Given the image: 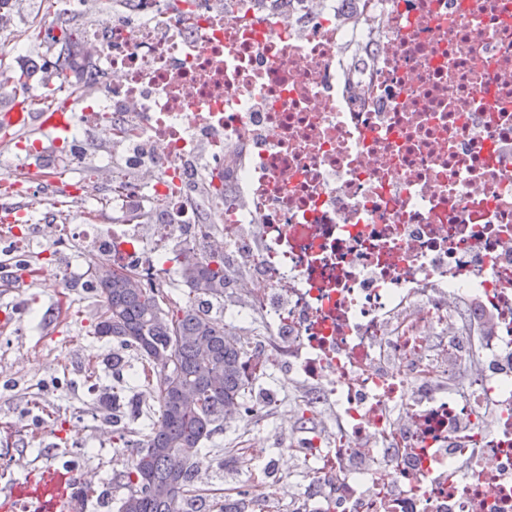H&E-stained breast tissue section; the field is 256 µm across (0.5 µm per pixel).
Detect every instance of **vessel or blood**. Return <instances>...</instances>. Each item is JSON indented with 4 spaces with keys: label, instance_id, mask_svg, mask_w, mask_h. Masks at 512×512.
<instances>
[{
    "label": "vessel or blood",
    "instance_id": "b4317fda",
    "mask_svg": "<svg viewBox=\"0 0 512 512\" xmlns=\"http://www.w3.org/2000/svg\"><path fill=\"white\" fill-rule=\"evenodd\" d=\"M14 121L20 126L37 123L41 130L62 127V118L50 113L35 114L18 112ZM76 478L72 471L49 467L38 478L26 479L16 484L6 499L5 506L10 512L16 505H32L34 512H73L72 497Z\"/></svg>",
    "mask_w": 512,
    "mask_h": 512
}]
</instances>
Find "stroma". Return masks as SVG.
Returning a JSON list of instances; mask_svg holds the SVG:
<instances>
[{"label": "stroma", "mask_w": 512, "mask_h": 512, "mask_svg": "<svg viewBox=\"0 0 512 512\" xmlns=\"http://www.w3.org/2000/svg\"><path fill=\"white\" fill-rule=\"evenodd\" d=\"M6 24L0 26V73L21 66L33 68L41 80L38 61L57 53L68 58L75 47L44 39L30 44L27 55H15L10 46L27 40L33 27L81 29L78 17L56 15L45 0H10ZM65 132L45 134L17 129L0 131V157L11 162L10 177L18 183L15 209L31 224H102L111 218L107 185L98 182L103 202L87 208L83 187L88 175L71 172L63 142ZM55 175L53 203L43 206L31 192L34 174ZM17 226L0 221V495L15 483L49 466L72 467L81 449H93L84 460L98 491L95 498L78 503L77 512H118L125 491L113 487L112 471L126 452L119 431L106 422L100 400L111 392L109 360L113 344L93 336L98 300L89 280L91 254L79 240L69 241L67 253H31V271L15 267L6 248ZM97 364V375L86 378L87 361ZM255 433L269 462H276L288 441L299 439L301 425H286L276 410L260 417L236 416L204 445L200 468L204 483L225 489L243 484L240 456L248 433Z\"/></svg>", "instance_id": "35a3bbf8"}]
</instances>
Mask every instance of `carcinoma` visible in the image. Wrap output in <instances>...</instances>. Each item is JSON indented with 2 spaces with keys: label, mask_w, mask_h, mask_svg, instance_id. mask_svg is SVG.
Masks as SVG:
<instances>
[{
  "label": "carcinoma",
  "mask_w": 512,
  "mask_h": 512,
  "mask_svg": "<svg viewBox=\"0 0 512 512\" xmlns=\"http://www.w3.org/2000/svg\"><path fill=\"white\" fill-rule=\"evenodd\" d=\"M90 283L101 298L93 335L133 350L141 360L139 383L159 407L158 422L125 441L131 456L112 471V484L128 490L120 512H207L196 478L202 445L224 427L246 400L252 375L241 331L211 315L210 299L222 298L229 281L224 254L199 246L181 253L178 282L199 303H181L138 271L119 267L112 277L91 266ZM160 372L158 385L151 374ZM143 396L125 404L101 401L113 424L143 415Z\"/></svg>",
  "instance_id": "cac0c4a2"
}]
</instances>
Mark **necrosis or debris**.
<instances>
[{
  "label": "necrosis or debris",
  "mask_w": 512,
  "mask_h": 512,
  "mask_svg": "<svg viewBox=\"0 0 512 512\" xmlns=\"http://www.w3.org/2000/svg\"><path fill=\"white\" fill-rule=\"evenodd\" d=\"M305 31L236 0H125L84 29L97 90L69 123L72 168L128 145L137 181L106 224H45L15 252L77 238L149 277L167 244L246 256L232 285L262 317L263 366L302 374L288 422L304 490L269 464L255 512H512V0H322ZM152 148L141 159L133 145ZM208 145L207 201L189 190ZM157 209L150 235L127 214ZM224 227L209 236L210 225ZM492 321L490 338L472 329Z\"/></svg>",
  "instance_id": "1"
}]
</instances>
